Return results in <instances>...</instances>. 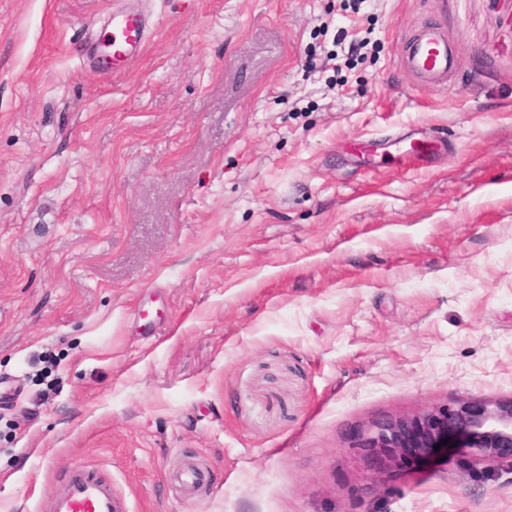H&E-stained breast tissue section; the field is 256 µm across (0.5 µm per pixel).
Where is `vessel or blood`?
<instances>
[{
	"label": "vessel or blood",
	"mask_w": 512,
	"mask_h": 512,
	"mask_svg": "<svg viewBox=\"0 0 512 512\" xmlns=\"http://www.w3.org/2000/svg\"><path fill=\"white\" fill-rule=\"evenodd\" d=\"M112 49L100 59L105 70H114L135 59L145 44V24L140 15L129 13L112 18ZM410 62L429 85L446 80L454 61L448 55L445 36L437 24H429L413 42ZM443 146L438 139H413L401 146L408 165H416L436 154ZM50 512H127V507L113 493L111 484L89 472L74 468L67 471L56 491Z\"/></svg>",
	"instance_id": "vessel-or-blood-1"
}]
</instances>
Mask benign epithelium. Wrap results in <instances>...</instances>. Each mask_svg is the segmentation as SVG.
I'll return each mask as SVG.
<instances>
[{"instance_id": "1", "label": "benign epithelium", "mask_w": 512, "mask_h": 512, "mask_svg": "<svg viewBox=\"0 0 512 512\" xmlns=\"http://www.w3.org/2000/svg\"><path fill=\"white\" fill-rule=\"evenodd\" d=\"M353 447L373 463L377 495L384 474L405 464L410 454L424 460L449 451L457 470L482 483L496 482L512 476V403L476 406L461 398L452 406L382 417L354 436Z\"/></svg>"}]
</instances>
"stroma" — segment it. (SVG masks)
Listing matches in <instances>:
<instances>
[{
	"label": "stroma",
	"instance_id": "35a3bbf8",
	"mask_svg": "<svg viewBox=\"0 0 512 512\" xmlns=\"http://www.w3.org/2000/svg\"><path fill=\"white\" fill-rule=\"evenodd\" d=\"M462 397L512 400V0H0V512L75 466L129 512H512L365 492L353 433ZM112 51L100 59L103 70H116L135 59L145 44V24L140 15L129 13L112 18ZM410 62L413 69L422 74L431 86L448 78V70L455 65V61L448 57L445 36L436 23H430L413 42ZM443 146L444 143L440 139H413L408 144L399 146V151L406 164L414 166L436 154Z\"/></svg>",
	"mask_w": 512,
	"mask_h": 512
}]
</instances>
